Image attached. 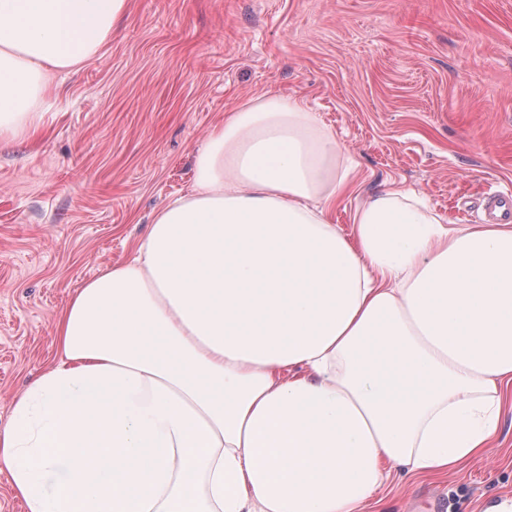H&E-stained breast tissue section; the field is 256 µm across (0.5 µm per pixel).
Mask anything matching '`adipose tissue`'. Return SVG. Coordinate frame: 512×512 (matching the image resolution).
Returning <instances> with one entry per match:
<instances>
[{
  "label": "adipose tissue",
  "mask_w": 512,
  "mask_h": 512,
  "mask_svg": "<svg viewBox=\"0 0 512 512\" xmlns=\"http://www.w3.org/2000/svg\"><path fill=\"white\" fill-rule=\"evenodd\" d=\"M128 0H0V141ZM189 190L54 324L0 428L25 512H358L386 468L482 454L512 382V225L414 193L330 219L357 164L305 98L241 101Z\"/></svg>",
  "instance_id": "1"
}]
</instances>
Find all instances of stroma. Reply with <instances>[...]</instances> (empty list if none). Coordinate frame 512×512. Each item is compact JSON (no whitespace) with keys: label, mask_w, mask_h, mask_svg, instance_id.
I'll list each match as a JSON object with an SVG mask.
<instances>
[{"label":"stroma","mask_w":512,"mask_h":512,"mask_svg":"<svg viewBox=\"0 0 512 512\" xmlns=\"http://www.w3.org/2000/svg\"><path fill=\"white\" fill-rule=\"evenodd\" d=\"M305 97L358 164L332 220L390 185L456 224L512 188V0H129L99 53L57 74L48 122L0 142V426L58 360L54 319L129 261L242 99ZM484 512L512 497V386L495 438L442 475L386 473L360 512Z\"/></svg>","instance_id":"stroma-1"}]
</instances>
